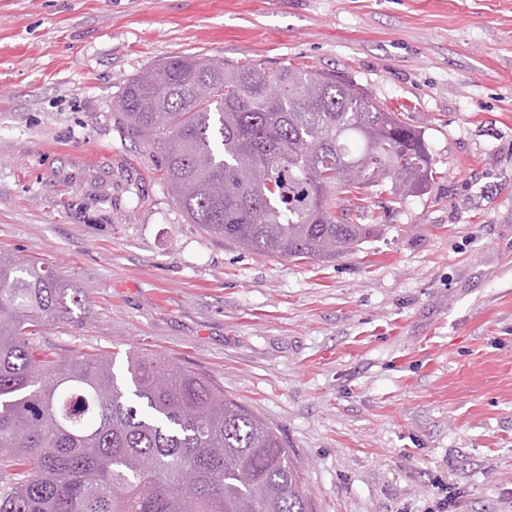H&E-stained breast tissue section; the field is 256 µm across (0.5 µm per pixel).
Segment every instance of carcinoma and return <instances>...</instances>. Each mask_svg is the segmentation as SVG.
Masks as SVG:
<instances>
[{
  "label": "carcinoma",
  "mask_w": 512,
  "mask_h": 512,
  "mask_svg": "<svg viewBox=\"0 0 512 512\" xmlns=\"http://www.w3.org/2000/svg\"><path fill=\"white\" fill-rule=\"evenodd\" d=\"M193 224L238 247L334 258L369 236L365 189L432 178L423 132L345 76L194 54L116 103ZM50 267L0 257V512H309L279 431L164 357L55 359L34 337L82 306Z\"/></svg>",
  "instance_id": "1"
}]
</instances>
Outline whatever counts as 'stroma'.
<instances>
[{"mask_svg":"<svg viewBox=\"0 0 512 512\" xmlns=\"http://www.w3.org/2000/svg\"><path fill=\"white\" fill-rule=\"evenodd\" d=\"M340 73L420 128L330 259L190 223L115 103L168 58ZM0 256L83 294L37 343L160 354L277 428L311 512H512V0H0Z\"/></svg>","mask_w":512,"mask_h":512,"instance_id":"obj_1","label":"stroma"}]
</instances>
